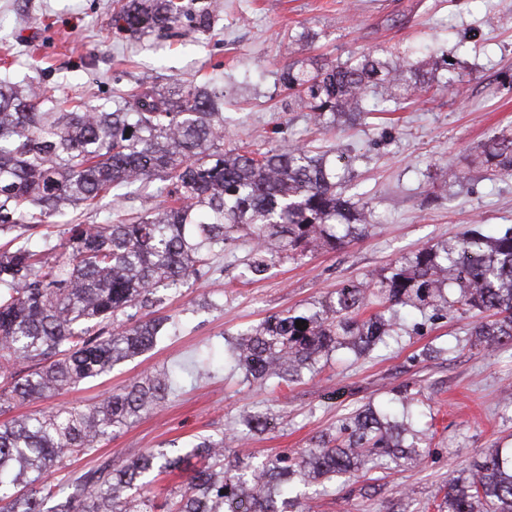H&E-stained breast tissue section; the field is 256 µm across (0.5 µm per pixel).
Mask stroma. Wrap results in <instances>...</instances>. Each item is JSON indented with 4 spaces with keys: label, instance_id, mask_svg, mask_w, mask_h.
I'll return each mask as SVG.
<instances>
[{
    "label": "stroma",
    "instance_id": "1",
    "mask_svg": "<svg viewBox=\"0 0 512 512\" xmlns=\"http://www.w3.org/2000/svg\"><path fill=\"white\" fill-rule=\"evenodd\" d=\"M190 10L172 36L116 32L119 0H0V75L31 76L59 98L111 104L144 81L208 83L224 92V146H268L274 135L316 147L340 140L343 190L367 204L368 236L285 260L265 279L244 277L245 243L213 259L212 275L170 296L160 312L179 336L117 364L108 375L42 401L17 403L7 420L55 406L87 408L110 390L163 367L191 368L213 347L212 373L183 376L159 409L141 415L73 466L81 473L199 434L228 431L262 410L264 432L226 440L225 460L308 448L313 437L368 403L409 387L428 422V453L414 470H362L324 483L307 512H437L450 472L489 448H512V344L475 346L481 314L456 313L415 328L362 357L337 351L319 373L273 388L224 364V336L288 309L310 306L346 284L386 274L391 264L466 231L512 226V177L477 157L512 139V0H183ZM450 60L419 101L385 103L335 136L290 110L277 81L284 66L342 62L361 52ZM219 308H202L205 297ZM448 346L436 356L430 349Z\"/></svg>",
    "mask_w": 512,
    "mask_h": 512
}]
</instances>
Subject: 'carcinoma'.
Wrapping results in <instances>:
<instances>
[{"label":"carcinoma","instance_id":"cac0c4a2","mask_svg":"<svg viewBox=\"0 0 512 512\" xmlns=\"http://www.w3.org/2000/svg\"><path fill=\"white\" fill-rule=\"evenodd\" d=\"M184 17L176 0H129L113 28L160 33ZM406 57L368 51L352 61L312 69L285 66L280 84L292 109L325 134L363 115L374 93L393 101L432 87ZM321 151L279 141L256 150L224 149V94L175 82L165 91L143 83L112 109H68L32 80L0 81V412L16 402L51 397L177 335L180 322L153 316L162 294L202 279L212 256L248 238L244 276L260 280L279 261L316 247L336 248L369 234L366 205L343 195L345 169ZM495 172L512 176V146L498 148ZM159 206L144 204L111 224H81L110 196H143L154 181ZM73 215L62 238L55 219ZM458 295L448 299V282ZM378 300L386 312L358 319ZM431 318L489 312L475 335L486 348L512 342V231L470 234L425 247L394 263L376 281L345 285L301 310L272 315L237 334L232 358L245 376L276 385L315 376L338 348L367 352L384 343L404 313ZM301 327H296V321ZM171 389L162 371L135 380L88 410L60 408L0 425V512H288L306 489L369 464L414 467L426 429L411 399L403 413L370 407L344 419L294 456L261 461L241 454L224 463V434L184 447L156 448L132 460L89 469L73 479L51 470L91 454ZM249 432L266 429L248 412ZM181 470L184 482L162 504L153 478ZM438 512H512V448H490L448 479Z\"/></svg>","mask_w":512,"mask_h":512}]
</instances>
